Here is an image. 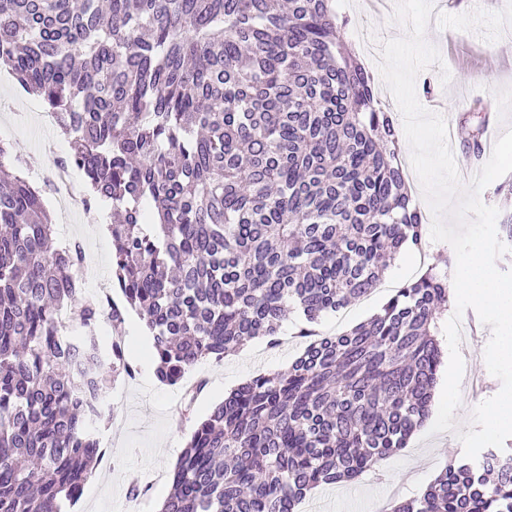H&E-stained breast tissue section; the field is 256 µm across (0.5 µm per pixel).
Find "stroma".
Instances as JSON below:
<instances>
[{"label": "stroma", "instance_id": "stroma-1", "mask_svg": "<svg viewBox=\"0 0 512 512\" xmlns=\"http://www.w3.org/2000/svg\"><path fill=\"white\" fill-rule=\"evenodd\" d=\"M434 10L426 30V40L437 48L450 73L442 82L438 67L420 72L417 82H428L429 92L418 93L424 107L440 104L442 115L457 123L460 113L473 100H491L492 137L512 128V0H496L487 8L483 0H433ZM395 0H385L369 19H362L359 0H337L338 12L346 14L343 30L347 45H357L360 23H367L377 42L406 35L404 24L394 21ZM42 101L14 83H0V141L9 143L14 156L25 159L40 151L44 142L57 145L60 152L69 149L68 139L56 127L41 126L37 114ZM53 224V244L61 248L72 239L85 245L86 260L104 276L112 274L110 235L101 234V226L111 224L112 206L96 207L94 215L63 220L53 202H46ZM407 251H399L385 272L378 288L367 298L354 303L349 311L322 317L320 328L338 334L376 314L394 290L419 276L418 263L407 260ZM463 320L474 322L472 332L462 339L460 353L464 371L460 383L461 403L455 412L457 429L472 424V412L481 402L501 389L499 379L487 376L485 348L491 338L489 326L480 323L474 310H465ZM140 318L128 313L125 324L126 358L137 369L135 382L117 377L114 388L123 392L113 401L110 422L100 424L97 437L101 456L92 478L69 512H158L172 490L174 466L190 434L189 422L182 420V402L177 387L158 385L154 375L153 340L139 332ZM302 321L300 313L289 314L283 323L282 345L268 349L265 339L249 341L238 353L222 361L206 359L191 372L189 379H205L207 385L193 409L196 417H205L224 398L225 385H240L262 373L283 371L300 355L303 346L293 339ZM432 421L412 434L406 448L384 460L378 472H369L353 482L321 485L305 496L297 512H378L390 500L406 501L418 497L442 471L450 458H462L463 447L455 431L432 433ZM164 472V479L148 487L139 500L129 501L128 486L143 481L151 472Z\"/></svg>", "mask_w": 512, "mask_h": 512}]
</instances>
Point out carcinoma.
Listing matches in <instances>:
<instances>
[{"instance_id": "1", "label": "carcinoma", "mask_w": 512, "mask_h": 512, "mask_svg": "<svg viewBox=\"0 0 512 512\" xmlns=\"http://www.w3.org/2000/svg\"><path fill=\"white\" fill-rule=\"evenodd\" d=\"M333 0H0V68L56 114L65 160L109 225L119 333L135 310L155 377L261 337L292 310L307 340L195 422L161 512H295L405 447L442 363L448 272L432 266L336 335L321 316L369 295L397 251H423L400 123L341 35ZM42 191L0 143V512H64L100 455L88 385L105 316L74 240L50 251ZM82 329L72 335L60 315ZM391 512H512V453L453 459Z\"/></svg>"}]
</instances>
